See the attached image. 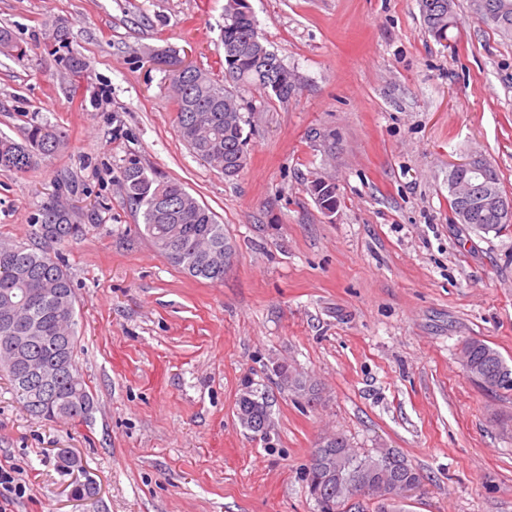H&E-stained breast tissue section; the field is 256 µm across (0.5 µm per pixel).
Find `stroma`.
<instances>
[{
    "label": "stroma",
    "instance_id": "1",
    "mask_svg": "<svg viewBox=\"0 0 512 512\" xmlns=\"http://www.w3.org/2000/svg\"><path fill=\"white\" fill-rule=\"evenodd\" d=\"M248 3L297 91L234 86L251 139L228 180L180 137L153 58L223 81L226 0H0V30L27 50L0 52V135L40 122L67 140L28 172L0 169V241L34 243L53 200L82 222L58 253L95 398L87 420L49 422L0 376V467L26 487L7 512H317L305 472L336 431L419 470L402 512H512V391H484L459 355L477 338L512 365V226L456 223L448 190L479 155L512 196V38L475 0H456L444 44L418 0ZM133 156L223 224V283L142 233L118 183ZM320 176L336 185L328 215L308 190ZM278 363L317 383V404L280 387ZM247 385L270 395L269 441L236 416ZM88 478L98 496L74 499Z\"/></svg>",
    "mask_w": 512,
    "mask_h": 512
}]
</instances>
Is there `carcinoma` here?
<instances>
[{
	"mask_svg": "<svg viewBox=\"0 0 512 512\" xmlns=\"http://www.w3.org/2000/svg\"><path fill=\"white\" fill-rule=\"evenodd\" d=\"M477 12L488 26L512 38V0H476ZM424 30L437 41L448 39L457 26L454 0H419ZM257 23L248 4H238L234 17L224 22V73L236 83L253 87L269 99L281 102L295 90L294 74L266 45L253 42ZM178 131L192 152L203 162L218 168L228 180L235 179L247 162L249 135L242 105L234 94L196 67L172 74ZM65 146L63 133L46 124L33 123L19 143L0 136V168L26 172L58 154ZM480 190L505 195L497 172L483 163L473 176ZM120 184L130 201L143 209L144 230L157 250L172 264L193 278L212 283L224 281V261L210 260L209 253L224 250V225L213 213L178 183L165 181L130 157L120 171ZM309 191L320 210L336 209V186L317 177ZM38 244L0 241V373L6 375L16 398L30 414L48 421H79L88 418L95 405L78 371L75 355L77 325L75 295L69 273L41 242L62 244L82 234V225L69 209L51 201L40 212ZM474 229L499 232L507 225L485 212L475 214ZM6 336H32L31 349L51 360L58 349V337H69L70 368L55 377L43 391L38 406L30 400L33 385L24 380L23 367L3 347ZM465 369L480 386L492 384L512 391V367L487 343L469 340ZM288 390L307 402L318 396L299 373H293ZM237 406L254 423L271 419L269 397L251 387L243 392ZM331 448H314L306 470L307 492L320 512H348L349 502L366 494L376 501L377 512H392L398 506L399 488L422 484V476L398 451L377 448L375 452L355 450L347 437L333 434Z\"/></svg>",
	"mask_w": 512,
	"mask_h": 512,
	"instance_id": "carcinoma-1",
	"label": "carcinoma"
}]
</instances>
